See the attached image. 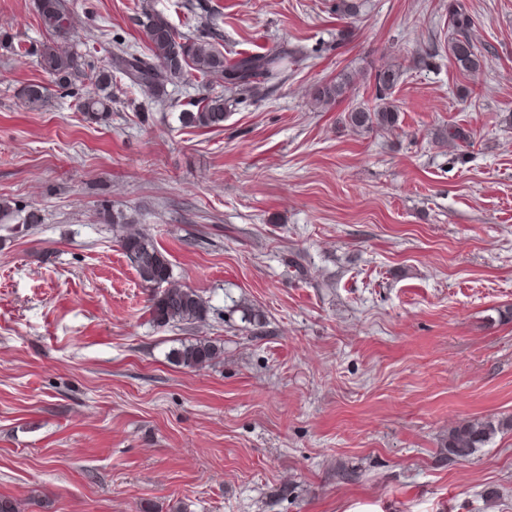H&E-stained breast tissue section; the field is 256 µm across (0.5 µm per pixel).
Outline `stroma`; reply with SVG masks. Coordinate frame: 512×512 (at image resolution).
Masks as SVG:
<instances>
[{"instance_id":"1","label":"stroma","mask_w":512,"mask_h":512,"mask_svg":"<svg viewBox=\"0 0 512 512\" xmlns=\"http://www.w3.org/2000/svg\"><path fill=\"white\" fill-rule=\"evenodd\" d=\"M357 2L340 20L334 0H209L225 55L296 52L212 129L179 122L224 92L194 76L145 121L114 77L111 121L87 120L88 76L40 66L37 0H0V495L21 512H512V430L467 461L445 448L459 422L512 419V0H465L471 73L448 59V0ZM72 3L97 67L146 52L143 10L199 26L197 0ZM391 63L399 128L353 132ZM344 71L350 95L316 106ZM450 124L470 146L436 142ZM114 211L205 323L153 322ZM199 336L212 365L169 360Z\"/></svg>"}]
</instances>
